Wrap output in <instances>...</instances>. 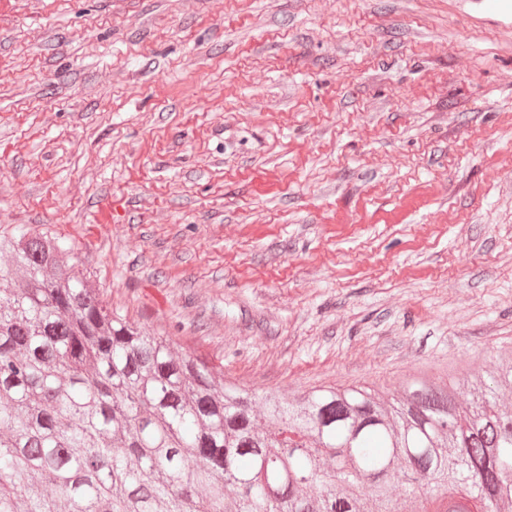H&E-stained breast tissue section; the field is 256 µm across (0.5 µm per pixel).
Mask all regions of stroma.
Masks as SVG:
<instances>
[{
  "label": "stroma",
  "instance_id": "35a3bbf8",
  "mask_svg": "<svg viewBox=\"0 0 512 512\" xmlns=\"http://www.w3.org/2000/svg\"><path fill=\"white\" fill-rule=\"evenodd\" d=\"M256 394L512 352V25L476 0H0V232Z\"/></svg>",
  "mask_w": 512,
  "mask_h": 512
}]
</instances>
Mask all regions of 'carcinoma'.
I'll use <instances>...</instances> for the list:
<instances>
[{
    "label": "carcinoma",
    "mask_w": 512,
    "mask_h": 512,
    "mask_svg": "<svg viewBox=\"0 0 512 512\" xmlns=\"http://www.w3.org/2000/svg\"><path fill=\"white\" fill-rule=\"evenodd\" d=\"M0 236V512H512V357L261 396Z\"/></svg>",
    "instance_id": "obj_1"
}]
</instances>
